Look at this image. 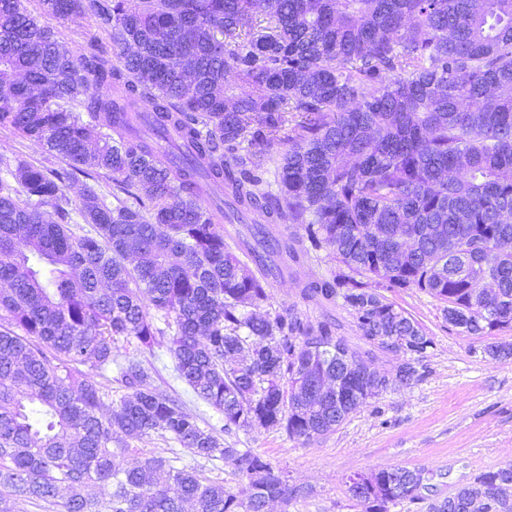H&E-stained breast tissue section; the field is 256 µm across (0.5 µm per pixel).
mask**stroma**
<instances>
[{"instance_id": "35a3bbf8", "label": "stroma", "mask_w": 512, "mask_h": 512, "mask_svg": "<svg viewBox=\"0 0 512 512\" xmlns=\"http://www.w3.org/2000/svg\"><path fill=\"white\" fill-rule=\"evenodd\" d=\"M0 161H35L50 169L59 165L39 145L2 128ZM338 272V264L324 251L303 264H289L287 274L271 286L266 310L295 312L312 320L330 317L339 323L340 335L356 338V321L343 302L319 306L301 294L308 281ZM384 296L418 322L432 341L425 357L415 363L416 378L400 383L397 365L402 354L379 353L373 362L389 379L387 391L370 399L335 431L308 439L257 426L223 432L226 447L251 449L281 471L289 486L303 489V496L289 503L271 502L267 512H364L349 494L347 479L386 467L423 471L431 484L419 503L398 504L390 512H429L432 502L450 496L478 474L512 468V359L483 352L491 341L512 345V328L489 338L471 336L451 326L443 303L425 292L392 288ZM140 357L158 368L160 390L179 398L201 426L221 429L223 415L177 379L167 348L145 350ZM134 446L144 455L173 460L176 467L197 469L225 487L234 489L240 483L229 463L194 458L172 438L152 434Z\"/></svg>"}]
</instances>
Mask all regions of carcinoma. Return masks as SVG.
Listing matches in <instances>:
<instances>
[{"label":"carcinoma","mask_w":512,"mask_h":512,"mask_svg":"<svg viewBox=\"0 0 512 512\" xmlns=\"http://www.w3.org/2000/svg\"><path fill=\"white\" fill-rule=\"evenodd\" d=\"M26 2L0 0V128L63 166L20 161L0 177V512L49 509L62 492L64 512H265L299 494L160 391L153 364L120 358L127 345L167 347L178 378L224 415L222 431L299 439L388 389L371 366L390 351L381 338L411 357L431 347L379 289L429 293L472 336L512 326V0H39L42 15L94 21L79 58ZM99 32L133 51L109 57ZM230 70L251 92L229 91ZM139 102L146 111H132ZM137 124L181 162L132 134ZM249 132L288 149L240 154ZM268 161L280 199L256 174ZM79 174L112 180L113 202L89 185L70 207L64 187ZM210 184L265 217L254 225L263 252L336 259L340 273L302 294L322 305L342 295L362 344L332 319L255 312L270 283L226 248L224 207L203 199ZM282 199L304 230L287 241L269 228ZM373 226L386 232L380 252L366 245ZM475 289L490 304L472 302ZM338 357L374 389L330 392L321 421L300 414L297 361L334 372ZM114 381L131 394L105 417ZM152 432L230 462L244 485L130 448ZM416 476L372 472L366 512L419 498ZM503 481L512 469L485 472L430 510L512 512L488 496Z\"/></svg>","instance_id":"obj_1"}]
</instances>
